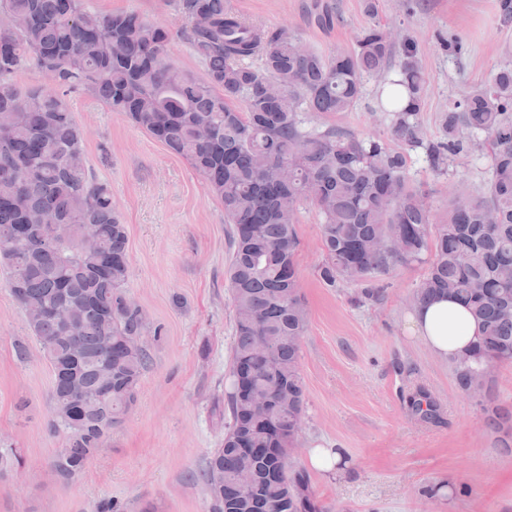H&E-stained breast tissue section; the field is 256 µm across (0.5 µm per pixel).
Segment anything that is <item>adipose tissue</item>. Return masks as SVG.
<instances>
[{
	"mask_svg": "<svg viewBox=\"0 0 512 512\" xmlns=\"http://www.w3.org/2000/svg\"><path fill=\"white\" fill-rule=\"evenodd\" d=\"M409 330L437 358L463 357L475 342L477 325L467 307L439 297L412 310Z\"/></svg>",
	"mask_w": 512,
	"mask_h": 512,
	"instance_id": "adipose-tissue-1",
	"label": "adipose tissue"
}]
</instances>
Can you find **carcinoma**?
Listing matches in <instances>:
<instances>
[{
    "mask_svg": "<svg viewBox=\"0 0 512 512\" xmlns=\"http://www.w3.org/2000/svg\"><path fill=\"white\" fill-rule=\"evenodd\" d=\"M187 20L183 37L205 68L198 80L166 61L168 33L137 14L100 16L85 0H0V267L53 372L54 430L66 444L54 468L69 483L104 446L137 400L150 363L142 310L127 305L128 235L109 185L84 156V132L67 96L89 91L122 112L172 153L186 158L224 204L233 307L231 390L221 447L202 478L210 512H324L306 471L289 456L302 429L305 388L299 342L307 327L294 257L298 205L321 216L318 269L329 287L360 285L357 299L377 301L378 276L426 263L409 297L412 307L448 295L465 303L480 328L474 348L455 363L457 384L489 394L486 361L512 363V65L448 105L442 137L427 142L420 120L426 80L415 43L381 24L364 27L351 53L331 60L290 28L241 21L224 0H173ZM260 59V65L244 63ZM397 62L403 101L388 99L392 149L339 127L308 130L300 112H348L364 77ZM46 71L51 89L21 93L13 76ZM486 135L491 178L483 196H454L432 223L427 197L407 174L406 149L423 147L431 169L481 146ZM93 234L99 249L82 241ZM68 308L69 318L56 309ZM264 340L266 351L255 345ZM80 362L71 367L72 349ZM279 390L271 408L252 409L243 390ZM422 421L439 415L424 388L406 398ZM485 425L512 428V412L493 407ZM0 447V476L20 465ZM249 468L254 488L236 474Z\"/></svg>",
    "mask_w": 512,
    "mask_h": 512,
    "instance_id": "carcinoma-1",
    "label": "carcinoma"
}]
</instances>
